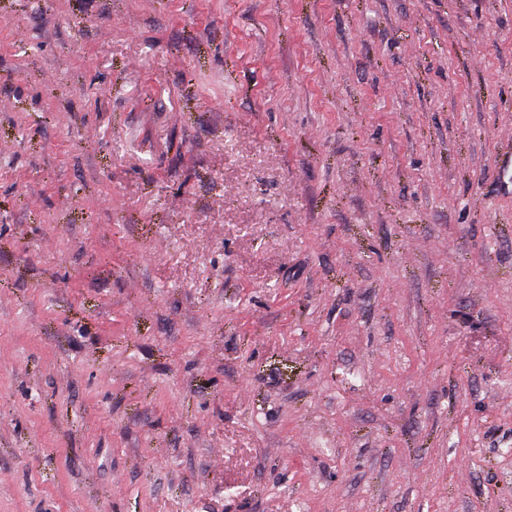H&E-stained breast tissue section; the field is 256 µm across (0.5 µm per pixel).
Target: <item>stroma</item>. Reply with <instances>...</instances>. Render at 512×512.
Masks as SVG:
<instances>
[{"label": "stroma", "mask_w": 512, "mask_h": 512, "mask_svg": "<svg viewBox=\"0 0 512 512\" xmlns=\"http://www.w3.org/2000/svg\"><path fill=\"white\" fill-rule=\"evenodd\" d=\"M512 0H0V512H512Z\"/></svg>", "instance_id": "stroma-1"}]
</instances>
